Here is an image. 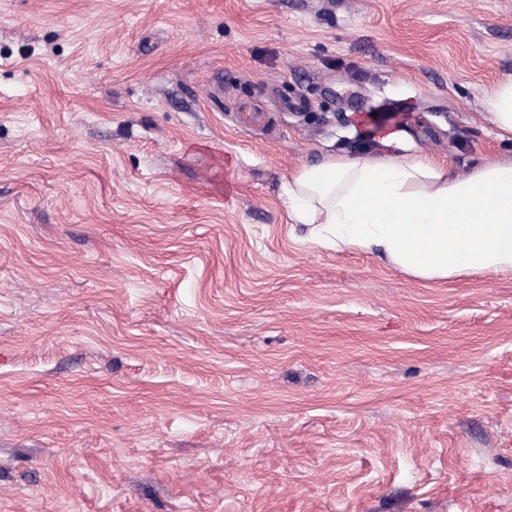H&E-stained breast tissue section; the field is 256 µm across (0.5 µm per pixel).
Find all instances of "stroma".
Returning <instances> with one entry per match:
<instances>
[{
	"label": "stroma",
	"instance_id": "stroma-1",
	"mask_svg": "<svg viewBox=\"0 0 512 512\" xmlns=\"http://www.w3.org/2000/svg\"><path fill=\"white\" fill-rule=\"evenodd\" d=\"M508 75L512 0H0V512H512V277L281 198L512 159ZM486 119L502 134L512 135V76L501 80L486 101Z\"/></svg>",
	"mask_w": 512,
	"mask_h": 512
}]
</instances>
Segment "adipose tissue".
Wrapping results in <instances>:
<instances>
[{
    "mask_svg": "<svg viewBox=\"0 0 512 512\" xmlns=\"http://www.w3.org/2000/svg\"><path fill=\"white\" fill-rule=\"evenodd\" d=\"M283 192L322 248L364 251L427 282L512 273V160L462 173L393 132L367 154L301 165Z\"/></svg>",
    "mask_w": 512,
    "mask_h": 512,
    "instance_id": "ef3b65f1",
    "label": "adipose tissue"
}]
</instances>
